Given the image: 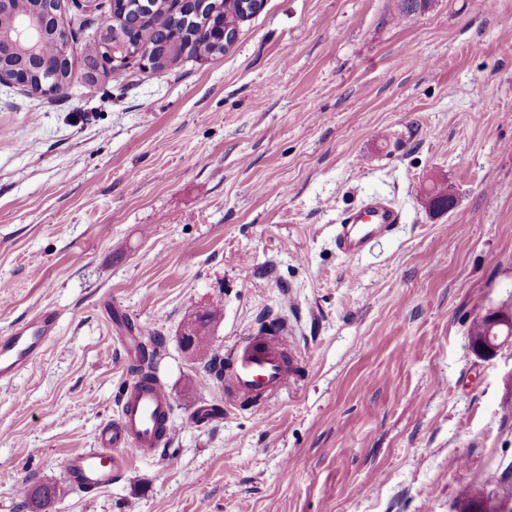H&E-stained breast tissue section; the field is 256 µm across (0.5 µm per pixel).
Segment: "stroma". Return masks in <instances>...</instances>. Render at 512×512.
<instances>
[{
    "instance_id": "1",
    "label": "stroma",
    "mask_w": 512,
    "mask_h": 512,
    "mask_svg": "<svg viewBox=\"0 0 512 512\" xmlns=\"http://www.w3.org/2000/svg\"><path fill=\"white\" fill-rule=\"evenodd\" d=\"M69 54L110 21L61 2ZM453 209L429 210L432 182ZM372 197L402 222L334 244ZM45 350L0 383V512L65 487L135 375L110 314L160 339L173 433L55 512H460L512 508V0H264L226 53L97 73L66 96L0 85V333L45 306ZM207 337L284 323L297 376L264 419L199 382ZM213 416L196 422L202 408ZM223 312L222 309L219 306H213L204 312L197 315V321L199 322V326L197 327V330H194V325L192 324V320H189V323L187 325V330L190 329L193 331L192 336H195V339L192 340L191 338H187L186 335L183 333V339L185 342V345L187 348L191 349L194 353V357L198 356H206L208 352V341L206 336H208V331L210 329V326L218 321ZM195 331L197 333H195ZM201 336V337H200Z\"/></svg>"
}]
</instances>
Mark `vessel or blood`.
I'll list each match as a JSON object with an SVG mask.
<instances>
[{"instance_id": "b4317fda", "label": "vessel or blood", "mask_w": 512, "mask_h": 512, "mask_svg": "<svg viewBox=\"0 0 512 512\" xmlns=\"http://www.w3.org/2000/svg\"><path fill=\"white\" fill-rule=\"evenodd\" d=\"M401 220L400 210L391 203L369 199L343 213L336 248L346 256L361 253ZM57 322V311L45 307L0 336V382L15 379L43 352ZM231 355L232 367L224 377L226 405L234 408L247 402L254 416L265 414L296 374L287 337L281 332L246 336L235 342ZM170 412V399L160 384L133 381L122 397L119 416L102 428L96 447L65 459L70 485L78 490L111 486L130 457L150 456L166 442Z\"/></svg>"}]
</instances>
